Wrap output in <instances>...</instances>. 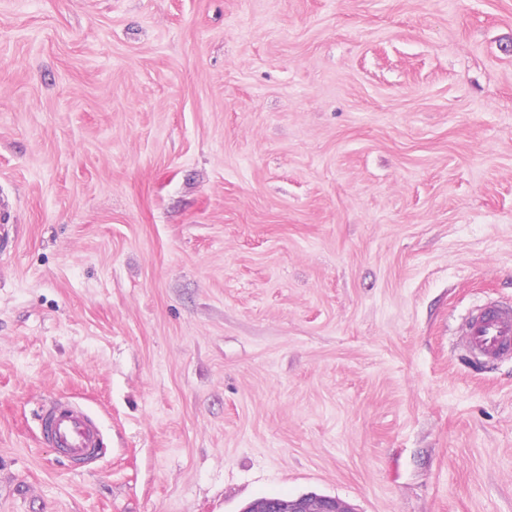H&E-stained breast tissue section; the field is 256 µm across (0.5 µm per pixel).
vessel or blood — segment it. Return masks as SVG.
<instances>
[{
  "label": "vessel or blood",
  "mask_w": 512,
  "mask_h": 512,
  "mask_svg": "<svg viewBox=\"0 0 512 512\" xmlns=\"http://www.w3.org/2000/svg\"><path fill=\"white\" fill-rule=\"evenodd\" d=\"M463 344L481 363L512 357V307L489 304L469 313L461 329ZM45 440L72 460H91L103 445L96 419L80 405L56 400L41 416Z\"/></svg>",
  "instance_id": "obj_1"
}]
</instances>
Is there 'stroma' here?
<instances>
[{"label": "stroma", "mask_w": 512, "mask_h": 512, "mask_svg": "<svg viewBox=\"0 0 512 512\" xmlns=\"http://www.w3.org/2000/svg\"><path fill=\"white\" fill-rule=\"evenodd\" d=\"M0 216V512H512V0H0ZM463 345L483 364L512 356V307L488 304L469 313L460 332ZM41 428L45 440L71 460H92L102 451L96 419L69 400H55L47 405L41 416ZM275 498V499H273ZM243 512H353L335 498L302 495L297 498H263L250 504Z\"/></svg>", "instance_id": "stroma-1"}]
</instances>
